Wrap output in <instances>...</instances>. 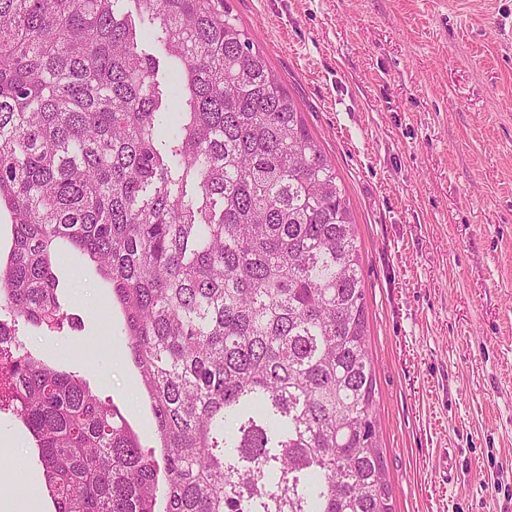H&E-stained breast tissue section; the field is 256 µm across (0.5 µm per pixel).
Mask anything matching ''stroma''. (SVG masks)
Masks as SVG:
<instances>
[{
  "mask_svg": "<svg viewBox=\"0 0 512 512\" xmlns=\"http://www.w3.org/2000/svg\"><path fill=\"white\" fill-rule=\"evenodd\" d=\"M226 3L350 201L393 512H512V0ZM53 272L62 332L18 340L157 447L111 285L86 259ZM0 448V479L53 512L9 411Z\"/></svg>",
  "mask_w": 512,
  "mask_h": 512,
  "instance_id": "obj_1",
  "label": "stroma"
}]
</instances>
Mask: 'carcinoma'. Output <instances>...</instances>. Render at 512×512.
I'll return each instance as SVG.
<instances>
[{
    "label": "carcinoma",
    "instance_id": "cac0c4a2",
    "mask_svg": "<svg viewBox=\"0 0 512 512\" xmlns=\"http://www.w3.org/2000/svg\"><path fill=\"white\" fill-rule=\"evenodd\" d=\"M118 2L0 0V309L53 332L96 263L161 439L0 340L54 512H392L333 163L224 0Z\"/></svg>",
    "mask_w": 512,
    "mask_h": 512
}]
</instances>
